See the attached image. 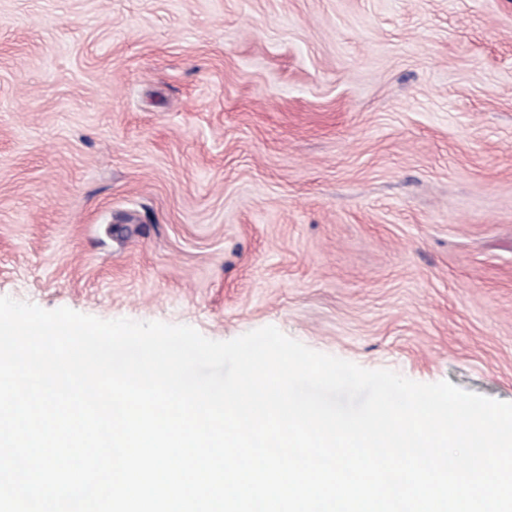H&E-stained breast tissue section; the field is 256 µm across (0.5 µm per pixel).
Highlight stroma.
<instances>
[{
	"label": "stroma",
	"instance_id": "obj_1",
	"mask_svg": "<svg viewBox=\"0 0 512 512\" xmlns=\"http://www.w3.org/2000/svg\"><path fill=\"white\" fill-rule=\"evenodd\" d=\"M0 296L512 402V0H0Z\"/></svg>",
	"mask_w": 512,
	"mask_h": 512
}]
</instances>
